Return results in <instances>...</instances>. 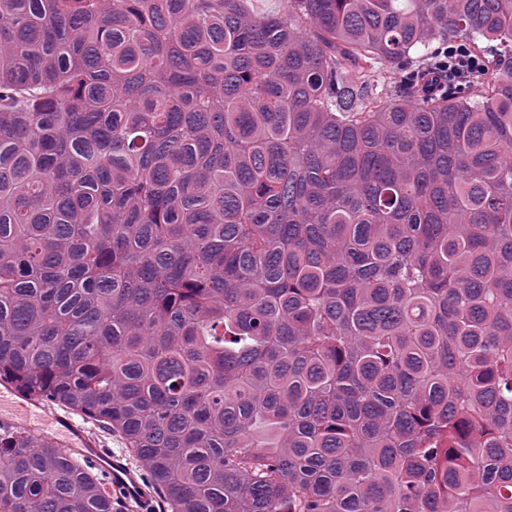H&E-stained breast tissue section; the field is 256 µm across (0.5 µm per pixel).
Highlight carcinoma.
Here are the masks:
<instances>
[{"label":"carcinoma","mask_w":512,"mask_h":512,"mask_svg":"<svg viewBox=\"0 0 512 512\" xmlns=\"http://www.w3.org/2000/svg\"><path fill=\"white\" fill-rule=\"evenodd\" d=\"M2 381L159 512H512V0H0ZM111 485L0 434V512ZM448 56L450 58L456 56L455 60H458V66L462 67H452L450 70V73H452L454 76H457L458 78L467 77L466 74L479 71L482 67V64L478 58L470 56L459 48H448ZM5 410H10L13 413H26L28 410L37 412L40 417L37 422L41 430L33 433L28 429L20 427H2L4 430H21L26 431L34 435H49L54 436V425L52 418L57 415L66 416L72 419L76 424L83 427L85 434L95 441L100 448L91 442L85 441L81 446L76 445L72 441V436L78 433V430L69 422L62 421L61 423L70 432V434L64 439L54 440L57 445V450L66 458H71L75 454L82 455L94 462L103 465L107 472L112 477V487L121 490L128 498H145V490L137 480L133 472L128 468L115 461L113 455L120 457L124 462L129 464L132 469L140 477V480L146 484L138 472L135 463L129 454L125 451L124 445L121 440L105 429L99 427L95 422L90 419L80 416L74 413H70L65 409L50 404H43L42 409L37 408L34 404L29 403L26 399L21 397L17 392H12L0 385V401ZM2 428L1 431L2 432ZM102 448H107L112 455H106Z\"/></svg>","instance_id":"1"}]
</instances>
